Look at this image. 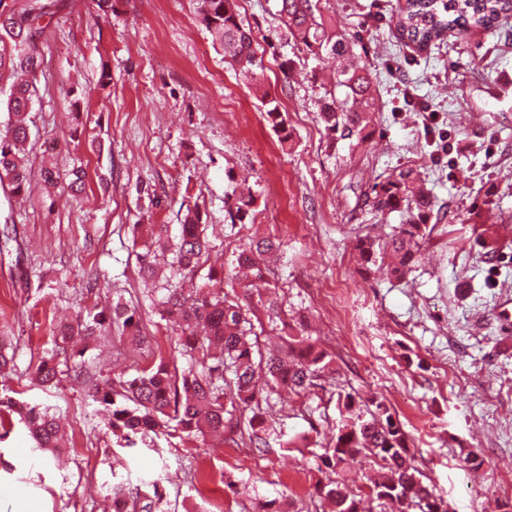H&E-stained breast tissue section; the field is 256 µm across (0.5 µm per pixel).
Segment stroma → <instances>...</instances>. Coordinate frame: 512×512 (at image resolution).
<instances>
[{"instance_id":"1","label":"stroma","mask_w":512,"mask_h":512,"mask_svg":"<svg viewBox=\"0 0 512 512\" xmlns=\"http://www.w3.org/2000/svg\"><path fill=\"white\" fill-rule=\"evenodd\" d=\"M198 0H127L106 15L97 0H68L41 39L27 152L33 172L20 197L0 184V336L11 370L0 396L58 408L65 441L44 461L18 415L0 426V512H112L118 481L152 512H330L316 484L363 490L366 469L320 457L336 433V395L382 401L407 435L419 468L450 512H512V327L498 317L512 293V11L499 33L473 26L428 48L406 44L398 0H320L329 27L358 37L353 61L372 75L378 109L366 142L328 136L320 119L333 62L288 38L280 0H239L290 139L280 143L257 94L200 21ZM290 62L283 71L282 62ZM439 121L426 125L424 109ZM53 146L60 171L82 166L81 193L46 197L39 169ZM417 166L438 210L406 280L363 267L364 236L389 233L399 214L363 200L376 179ZM255 199V221L231 225L225 200L237 184ZM200 208L209 251L191 285L222 277L241 295L236 254L257 234L282 242L263 279L286 317L304 314L335 358L311 394L272 396L276 436L265 451L209 435L173 436L157 449L121 448L109 415L69 377L130 379L175 351L149 298L137 249L150 227L177 235ZM487 216L473 221L474 213ZM137 306L147 347L112 334L74 341L57 389L33 372L53 328L86 308ZM289 446H282V439Z\"/></svg>"}]
</instances>
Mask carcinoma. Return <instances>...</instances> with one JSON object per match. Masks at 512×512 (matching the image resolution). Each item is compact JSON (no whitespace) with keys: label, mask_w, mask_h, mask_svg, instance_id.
<instances>
[{"label":"carcinoma","mask_w":512,"mask_h":512,"mask_svg":"<svg viewBox=\"0 0 512 512\" xmlns=\"http://www.w3.org/2000/svg\"><path fill=\"white\" fill-rule=\"evenodd\" d=\"M64 6L65 0H27L24 7L15 8L0 0V70L36 74L45 21ZM506 6V0H406L399 34L408 43L425 47L454 31L461 34L471 25L494 31ZM199 13L224 55L245 77L256 78L262 61L257 59L251 31L243 27L238 0H200ZM280 18L288 35L311 54L332 55L341 62L336 87L346 89L345 102L338 105L336 96H331L321 118L329 135L364 142L370 135L371 114L377 104L370 94L368 70L344 64L353 51L352 38L327 31L315 0H281ZM34 93L30 81H21L5 101L9 122L0 131V183H8L16 195L25 192L28 185L26 143ZM262 103L281 141H288L290 134L278 101L265 94ZM42 182L49 197L62 187L78 194L85 185V172L74 168L63 176L46 161ZM365 203L382 216L399 213L401 222L383 239H358L356 249L361 260L387 266L398 280L407 278L419 262L420 242L427 236L436 206L422 187L419 170L412 166L395 170L371 186ZM226 205L231 222L253 221L252 196L232 193ZM205 231L201 213L189 209L174 240L167 237L165 224L159 226L155 237L171 255L169 265L186 276L195 271L209 249ZM280 247L278 240L254 237L239 250L237 265L258 267L269 262ZM138 260L144 279L155 281L158 255L147 249ZM155 290L161 293L159 314L173 325L178 352L188 367L172 370L161 360L134 378L119 382L95 381L82 369L75 373V379L90 386L89 396L108 409L112 433L124 448L155 447L168 430L187 438L214 434L225 440L245 430L255 447H265L271 431L261 403H269L271 393L282 389L297 396L311 393L334 362L332 353L304 332L288 337L287 347L280 353L263 356L254 331L253 310L229 300L222 290L187 294L169 279ZM114 328L128 333L135 346L145 342L137 311L120 302L99 311L93 307L75 320L57 325L53 331L55 350L35 368L37 385L46 390L57 387L59 358L69 355L72 337L94 341ZM0 406L18 411L36 450L51 454L60 450V412L49 406L19 405L1 396ZM336 409L337 433L323 453L328 466L338 468L359 458L375 467L377 476L368 486V496L385 501L390 512H448V503L423 482L421 471L409 456L407 435L384 403L368 404L350 393H339ZM315 492L332 503L334 512H360L362 499L342 482L317 485Z\"/></svg>","instance_id":"1"}]
</instances>
